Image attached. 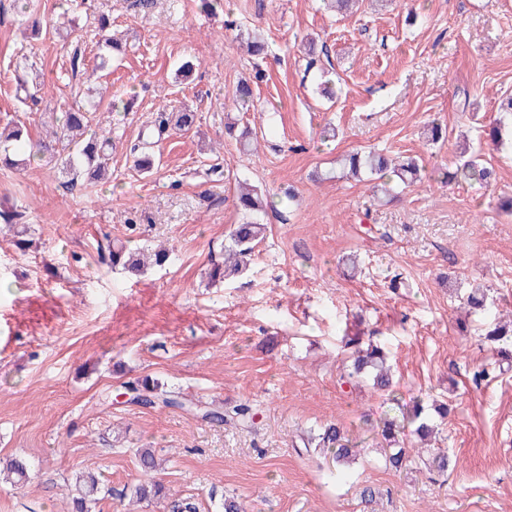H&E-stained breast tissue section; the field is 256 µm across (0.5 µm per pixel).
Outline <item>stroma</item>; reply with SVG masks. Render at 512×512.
<instances>
[{"label":"stroma","instance_id":"obj_1","mask_svg":"<svg viewBox=\"0 0 512 512\" xmlns=\"http://www.w3.org/2000/svg\"><path fill=\"white\" fill-rule=\"evenodd\" d=\"M48 28L25 33L17 10ZM208 15L199 0H0V126L44 138L79 104L63 74L77 19L93 68L99 17L123 52L101 78L97 112L118 138L108 177L67 187L34 162L0 167V205L25 211L34 246L20 252L0 232V466L24 457L29 478L0 474V512H71L77 476L105 491L94 512H169L174 500L221 512L225 496L245 512H512V370L474 385L497 356L481 345L487 318L468 312L471 289L512 310V146L483 131L512 95V0H363L338 15L322 0H226ZM233 28H225V18ZM261 32L265 59L240 37ZM48 85L24 107L20 59ZM198 66L189 80L175 71ZM264 78L249 109L237 82ZM329 81L334 100L320 97ZM133 101L128 111L114 102ZM188 106L200 121L153 145L147 174L129 147L160 110ZM251 132L249 148L224 125ZM447 137L430 144L432 124ZM496 173L489 185L428 178L386 201L372 182L342 176L343 158L376 151L454 168L460 142ZM273 201L251 270L207 285L239 215L237 181ZM293 189L295 201L282 200ZM169 248L166 268L126 278L100 261L110 242ZM382 345L404 402L447 403L433 417L454 469L396 473L375 441L332 477L323 457L299 451L306 431L334 422L355 436L379 420L385 398L345 382L341 338ZM151 377L188 398L251 405L252 426H215L180 409L116 404L108 393ZM152 449L162 497L137 501L136 451ZM376 491L362 504L357 486Z\"/></svg>","mask_w":512,"mask_h":512}]
</instances>
